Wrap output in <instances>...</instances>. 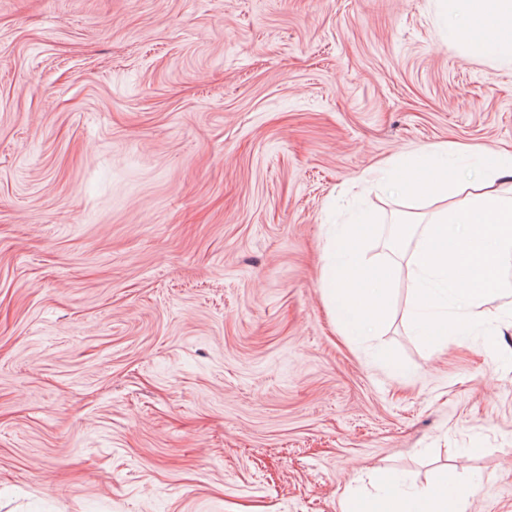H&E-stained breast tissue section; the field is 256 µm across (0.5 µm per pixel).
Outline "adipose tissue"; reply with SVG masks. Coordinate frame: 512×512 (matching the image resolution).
Returning a JSON list of instances; mask_svg holds the SVG:
<instances>
[{
    "label": "adipose tissue",
    "instance_id": "1",
    "mask_svg": "<svg viewBox=\"0 0 512 512\" xmlns=\"http://www.w3.org/2000/svg\"><path fill=\"white\" fill-rule=\"evenodd\" d=\"M444 7L451 41L460 55L478 52L491 62L512 65V0H445ZM474 22L486 32L479 47L465 31ZM429 157L424 150L408 158L398 174L409 191L433 193L443 204L420 231L410 263L421 284L417 305L430 307L435 296L431 282L444 283L445 298L457 314L437 325L443 335L453 336L459 321L477 315L490 300L499 285L498 269L512 256V155L481 161L477 176L463 174L454 180L447 168L432 165ZM366 231V225L349 224L330 239L323 274L330 296L345 308L347 324L356 328L366 320L378 321L383 310L382 298L360 289V281L392 275L366 257L361 247ZM470 496L466 488L397 493L388 498L383 512H468Z\"/></svg>",
    "mask_w": 512,
    "mask_h": 512
}]
</instances>
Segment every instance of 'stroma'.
<instances>
[{"label": "stroma", "instance_id": "stroma-1", "mask_svg": "<svg viewBox=\"0 0 512 512\" xmlns=\"http://www.w3.org/2000/svg\"><path fill=\"white\" fill-rule=\"evenodd\" d=\"M512 154V68L438 0H0V512H512V259L421 335L378 167ZM368 222L381 327L333 318ZM369 227L370 224H348L329 240L323 274V280L329 283L330 296L334 300L337 296L346 307V323L356 328H361L365 320L378 322L383 310L382 296L368 294L356 285L367 278L388 280L392 275L389 268L374 266L361 248ZM336 270H344L345 274L336 276ZM471 492L452 488L449 492L427 491L415 494L396 493L381 512H469Z\"/></svg>", "mask_w": 512, "mask_h": 512}]
</instances>
